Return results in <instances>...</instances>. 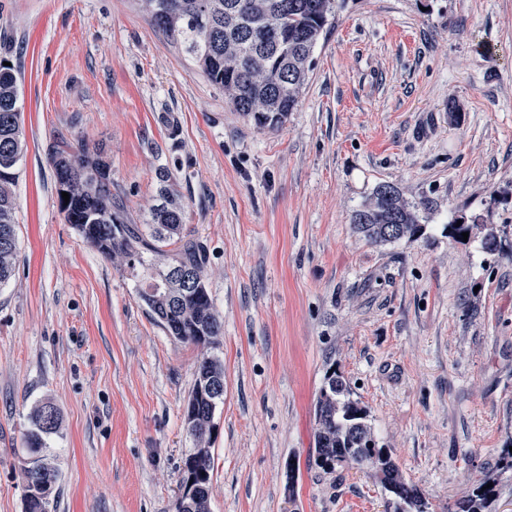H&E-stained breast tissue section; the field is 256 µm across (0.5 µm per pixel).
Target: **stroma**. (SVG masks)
Listing matches in <instances>:
<instances>
[{
  "label": "stroma",
  "instance_id": "obj_1",
  "mask_svg": "<svg viewBox=\"0 0 512 512\" xmlns=\"http://www.w3.org/2000/svg\"><path fill=\"white\" fill-rule=\"evenodd\" d=\"M0 60L26 138L18 254L0 286V512H25L32 409L52 402L49 512H176L183 425L203 350L179 342L138 282L59 208L58 141L104 147L132 223L167 169L224 331L211 512H386L364 471L308 465L330 373L423 493L455 504L495 470L512 512V0H336L295 112L260 129L140 0H0ZM422 235L374 245L350 214L380 183ZM480 217L500 249L454 240Z\"/></svg>",
  "mask_w": 512,
  "mask_h": 512
}]
</instances>
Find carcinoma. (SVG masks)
Returning <instances> with one entry per match:
<instances>
[{
    "label": "carcinoma",
    "mask_w": 512,
    "mask_h": 512,
    "mask_svg": "<svg viewBox=\"0 0 512 512\" xmlns=\"http://www.w3.org/2000/svg\"><path fill=\"white\" fill-rule=\"evenodd\" d=\"M156 27L178 43L224 98L260 128L278 129L296 109L308 79L315 46L330 25L336 0H141ZM18 78L0 63V284L13 274L17 257L15 186L26 142L18 107ZM60 210L84 242L120 262L143 288L139 298L153 319L174 339L202 348L219 343L222 321L204 275V246L188 237L185 210L166 171L158 174V204L144 226L128 221L124 204L112 194V168L104 153L86 143L51 147ZM69 193V201L62 193ZM350 224L368 242L412 241L422 232L417 207L390 183L376 185L352 211ZM481 238L482 249L499 247L491 224L478 220L448 225V236ZM224 402V365L202 357L184 411L193 438L181 471L177 512H210L212 433L217 406ZM26 434L28 458L25 512H48L59 471L47 438L59 430L57 408L45 402L31 412ZM309 460L324 471L336 466L370 470L394 498V512H423L422 496L404 477L392 455L378 446L368 411L351 398L339 375L326 378L315 405ZM492 487H487V484ZM487 475L456 503L455 512H484L496 496Z\"/></svg>",
    "instance_id": "1"
}]
</instances>
